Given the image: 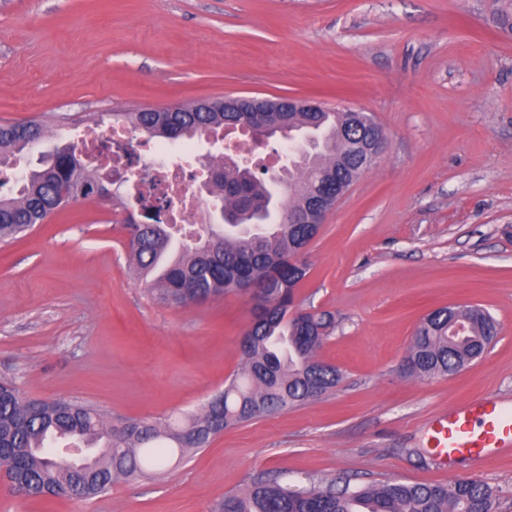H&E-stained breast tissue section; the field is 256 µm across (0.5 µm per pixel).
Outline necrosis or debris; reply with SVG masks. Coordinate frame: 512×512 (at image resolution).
<instances>
[{
    "instance_id": "obj_1",
    "label": "necrosis or debris",
    "mask_w": 512,
    "mask_h": 512,
    "mask_svg": "<svg viewBox=\"0 0 512 512\" xmlns=\"http://www.w3.org/2000/svg\"><path fill=\"white\" fill-rule=\"evenodd\" d=\"M79 145L103 186L127 187L121 223L142 220L143 208L150 206L158 209L163 224L190 228L206 223L207 212L191 190L201 170L191 145L176 150L155 144L140 150L130 128L120 123L105 135L85 130Z\"/></svg>"
}]
</instances>
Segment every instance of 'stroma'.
I'll return each mask as SVG.
<instances>
[{"label":"stroma","instance_id":"35a3bbf8","mask_svg":"<svg viewBox=\"0 0 512 512\" xmlns=\"http://www.w3.org/2000/svg\"><path fill=\"white\" fill-rule=\"evenodd\" d=\"M490 0H0V124L228 96L312 97L370 113L387 148L336 204L305 259V309L331 312L318 352L343 374L305 405L225 429L158 478L0 512H214L261 475L449 483L427 425L477 394L512 402V36ZM99 197L0 246V377L23 397L165 422L198 412L243 361L249 294L161 302ZM486 308L500 334L451 377L402 371L420 319ZM479 480L512 512V455Z\"/></svg>","mask_w":512,"mask_h":512}]
</instances>
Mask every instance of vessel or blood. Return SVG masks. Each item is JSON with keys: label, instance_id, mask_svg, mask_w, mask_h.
I'll list each match as a JSON object with an SVG mask.
<instances>
[{"label": "vessel or blood", "instance_id": "vessel-or-blood-1", "mask_svg": "<svg viewBox=\"0 0 512 512\" xmlns=\"http://www.w3.org/2000/svg\"><path fill=\"white\" fill-rule=\"evenodd\" d=\"M430 430L434 453L451 466L512 453V404L474 396L449 408Z\"/></svg>", "mask_w": 512, "mask_h": 512}]
</instances>
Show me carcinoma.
<instances>
[{"mask_svg":"<svg viewBox=\"0 0 512 512\" xmlns=\"http://www.w3.org/2000/svg\"><path fill=\"white\" fill-rule=\"evenodd\" d=\"M494 8L497 27L512 35V0ZM251 112H224L214 103L183 104L171 110L142 108L114 112L152 137L191 140L225 128L248 127ZM343 113H288V129L311 137L306 160L290 171L283 187V209L300 212L302 201L334 177L353 183L367 146L361 132L342 127ZM43 119L0 126V165L45 137ZM210 186L224 205V233L212 226L185 235L174 224H128L130 260L145 287L168 303L203 302L241 284L250 286L255 317L242 341V367L209 399L199 414L174 422L149 419L116 424L99 409L79 402H41L24 398L14 380L0 379V476L30 499L67 498L72 489L84 497L106 494L118 479L148 475L146 463L169 450L181 453L207 447L224 429L317 399L342 380L340 370L318 359L317 350L333 329L332 315L306 311L295 301L308 274L304 259L290 258L319 230L315 224H268L244 232L261 212H269V180L252 173L250 162H224ZM103 194L74 150L48 152L42 168L31 171L20 190L0 195V243H10L53 212L80 198ZM468 324L463 338L448 339V321ZM498 326L483 308L439 307L418 325L407 355L410 376H454L481 358ZM493 493L475 479L448 484H407L387 480L375 485L304 487L276 475L254 480L242 493L227 496L216 512H492Z\"/></svg>","mask_w":512,"mask_h":512,"instance_id":"cac0c4a2","label":"carcinoma"}]
</instances>
